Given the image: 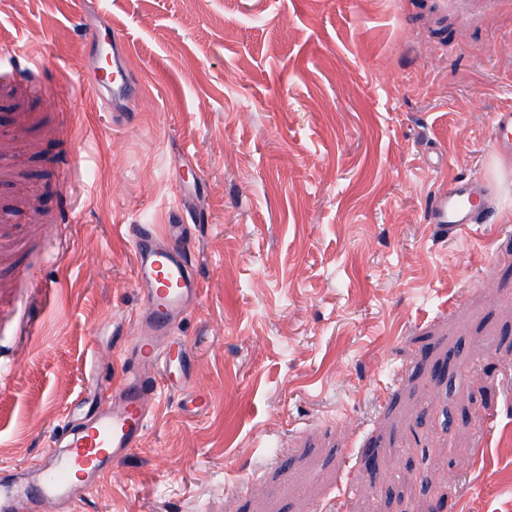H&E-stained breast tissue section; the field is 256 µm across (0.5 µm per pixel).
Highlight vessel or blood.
I'll list each match as a JSON object with an SVG mask.
<instances>
[{
	"instance_id": "b4317fda",
	"label": "vessel or blood",
	"mask_w": 512,
	"mask_h": 512,
	"mask_svg": "<svg viewBox=\"0 0 512 512\" xmlns=\"http://www.w3.org/2000/svg\"><path fill=\"white\" fill-rule=\"evenodd\" d=\"M111 47L109 76L84 72L78 83L87 93L122 103L135 101L137 91L126 78L121 37H113ZM492 129L494 152L511 157L512 109L496 112ZM490 189V182L480 178L449 184L433 197L430 222L453 230L469 228L478 202ZM132 239L135 277L142 294L136 332L126 347L134 366L117 388L99 370H92L96 388L105 393L103 402L89 417L68 420L60 450H49L46 465L31 472L25 483H0V512H60L74 504L138 447L161 390L160 377L169 374L173 362L190 361L176 330L200 292L191 261V233L182 224H140Z\"/></svg>"
}]
</instances>
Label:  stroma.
<instances>
[{"instance_id":"stroma-1","label":"stroma","mask_w":512,"mask_h":512,"mask_svg":"<svg viewBox=\"0 0 512 512\" xmlns=\"http://www.w3.org/2000/svg\"><path fill=\"white\" fill-rule=\"evenodd\" d=\"M105 27L125 110L76 81ZM509 107L512 0H0V479L90 358L129 369V225L186 224L191 382L75 512H389L422 471L451 512H512ZM478 172L471 232L430 223ZM493 151L504 158L512 156V109H503L494 114Z\"/></svg>"}]
</instances>
